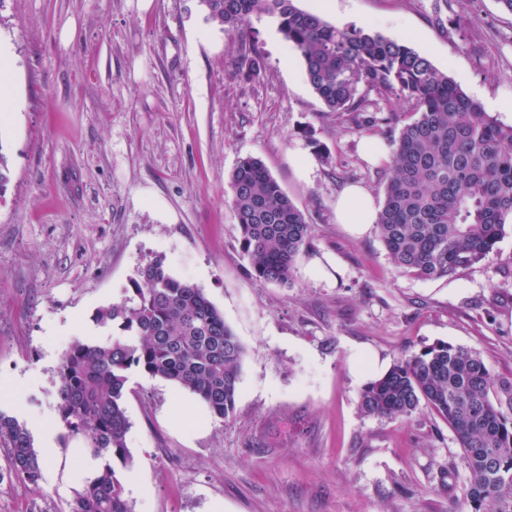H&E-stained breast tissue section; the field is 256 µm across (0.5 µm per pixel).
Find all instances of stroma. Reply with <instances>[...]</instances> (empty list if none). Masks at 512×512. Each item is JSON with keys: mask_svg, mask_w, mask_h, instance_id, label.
Returning <instances> with one entry per match:
<instances>
[{"mask_svg": "<svg viewBox=\"0 0 512 512\" xmlns=\"http://www.w3.org/2000/svg\"><path fill=\"white\" fill-rule=\"evenodd\" d=\"M330 23L408 41L485 110L512 124V13L498 0H296ZM264 55L238 72L235 33L200 0H0L13 103L0 112L10 182L0 195V411L43 439L57 421L58 365L107 328L139 266L165 255L245 347L233 414L186 429L197 398L131 372L126 445L134 512H469L455 433L429 407L365 416L371 364L445 341L512 378V231L451 279L398 272L377 230L337 223L358 184L383 201L386 166L349 117L327 111L276 22L253 19ZM321 153H314L313 143ZM261 158L309 225L290 283L252 279L230 176ZM308 160L309 173L299 169ZM38 488L0 448V512H66L84 444L57 441Z\"/></svg>", "mask_w": 512, "mask_h": 512, "instance_id": "1", "label": "stroma"}]
</instances>
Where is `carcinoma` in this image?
I'll list each match as a JSON object with an SVG mask.
<instances>
[{
    "label": "carcinoma",
    "instance_id": "carcinoma-1",
    "mask_svg": "<svg viewBox=\"0 0 512 512\" xmlns=\"http://www.w3.org/2000/svg\"><path fill=\"white\" fill-rule=\"evenodd\" d=\"M207 20L245 31L254 17L274 19L298 53L306 80L327 111H365V95H395L415 117L398 134L396 115L381 123L390 149V177L376 226L394 267L419 279L453 278L485 259L512 218V125L485 111L407 41L354 25L339 28L300 9L295 0H200ZM240 70L263 64L258 37L237 43ZM240 247L250 274L286 285L305 250L309 225L264 161L249 156L230 177ZM117 335L74 340L59 368L57 411L68 438L82 440L102 461L66 512H133L122 473L129 374L140 371L200 398L211 415L233 413L244 347L223 314L196 285L174 277L163 255L137 268L125 296L96 312ZM455 432L467 470L470 512H512V379L493 376L480 354L444 341L404 356L360 394L369 417H409L421 405ZM0 448L11 471L36 487L43 460L28 431L0 411Z\"/></svg>",
    "mask_w": 512,
    "mask_h": 512
}]
</instances>
